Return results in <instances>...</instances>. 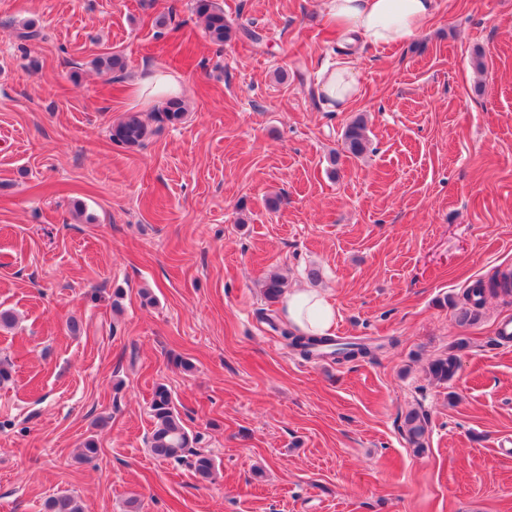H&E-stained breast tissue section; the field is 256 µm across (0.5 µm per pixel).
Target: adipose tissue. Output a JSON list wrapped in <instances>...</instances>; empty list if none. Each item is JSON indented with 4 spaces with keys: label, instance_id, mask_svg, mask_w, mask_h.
<instances>
[{
    "label": "adipose tissue",
    "instance_id": "ef3b65f1",
    "mask_svg": "<svg viewBox=\"0 0 512 512\" xmlns=\"http://www.w3.org/2000/svg\"><path fill=\"white\" fill-rule=\"evenodd\" d=\"M436 11V0H322L324 19L349 43L399 46L424 31ZM319 92L331 111H343L359 94V81L345 66L323 69ZM290 329L328 336L336 327V306L315 288L290 289L283 300Z\"/></svg>",
    "mask_w": 512,
    "mask_h": 512
}]
</instances>
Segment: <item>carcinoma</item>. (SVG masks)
<instances>
[{
	"mask_svg": "<svg viewBox=\"0 0 512 512\" xmlns=\"http://www.w3.org/2000/svg\"><path fill=\"white\" fill-rule=\"evenodd\" d=\"M197 14L204 19L210 40L216 44L230 41L234 35L233 27L224 19L223 10L215 0H195ZM93 66L106 73H117L124 70L125 61L122 55L111 53L96 57ZM187 112V104L182 99L167 102L163 109V119L171 124L183 121ZM152 130L137 113L129 114L112 129V141L128 148L141 145ZM344 143L355 157L362 155L368 145L367 125L362 117L354 119L344 131ZM265 299L275 304L279 302L287 290L285 278L278 273H271L262 283ZM512 292V272H504L498 277L484 282L475 281L466 291V304L458 309V322L468 323L474 319V309L482 306L487 297L498 293ZM270 328L287 341L288 347L305 359L319 356L327 348L330 355L338 362H351L360 359L375 360L382 344L366 343L354 340L339 342L330 336H303L280 326L273 317L267 318ZM458 369V357L452 352L443 354L429 363L428 373L438 382L450 380ZM150 417L152 429L147 437L150 453L156 458L176 463H186L195 476L202 481H211L216 474L214 459L207 453L195 449L199 443V435L190 430L177 410L171 391L163 384L154 387L150 401ZM404 426L410 441L418 448L424 447L427 432V420L417 411H410L404 417ZM100 448L92 437L86 438L79 448L78 457L87 463L99 456ZM46 512H83L77 498L69 493H60L50 497L46 504Z\"/></svg>",
	"mask_w": 512,
	"mask_h": 512,
	"instance_id": "cac0c4a2",
	"label": "carcinoma"
}]
</instances>
